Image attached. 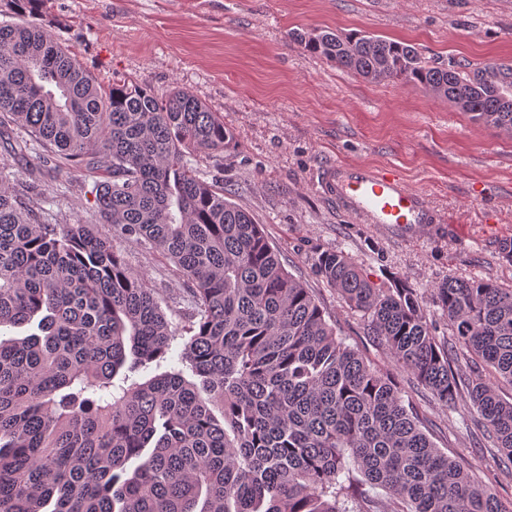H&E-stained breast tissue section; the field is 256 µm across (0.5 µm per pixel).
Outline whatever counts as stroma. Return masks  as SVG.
<instances>
[{
  "label": "stroma",
  "instance_id": "stroma-1",
  "mask_svg": "<svg viewBox=\"0 0 512 512\" xmlns=\"http://www.w3.org/2000/svg\"><path fill=\"white\" fill-rule=\"evenodd\" d=\"M43 15L101 87L127 80L165 97L189 91L233 133L224 151L197 156L223 178L224 196L248 212L287 270L309 288L338 337L377 368L391 366L315 273L318 254L348 255L378 287L400 280L414 288L438 338L450 330L434 290L449 278L493 280L512 288V132L474 120L420 85L372 83L307 52L289 33L366 32L417 48L435 65L512 68V0H44ZM396 171L422 192L439 221L416 235L365 224L326 196L319 177L331 165ZM18 186L50 223H101L85 190V171L61 166L38 180L14 164ZM132 270L169 300L188 285L158 251L113 240ZM405 407L421 429L504 504L512 469L481 445L477 411L449 409L398 373Z\"/></svg>",
  "mask_w": 512,
  "mask_h": 512
}]
</instances>
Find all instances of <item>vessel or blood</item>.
I'll return each instance as SVG.
<instances>
[{
    "mask_svg": "<svg viewBox=\"0 0 512 512\" xmlns=\"http://www.w3.org/2000/svg\"><path fill=\"white\" fill-rule=\"evenodd\" d=\"M321 187L342 211L366 224H401L413 234L437 220L424 196L389 169L334 165L323 172Z\"/></svg>",
    "mask_w": 512,
    "mask_h": 512,
    "instance_id": "obj_1",
    "label": "vessel or blood"
}]
</instances>
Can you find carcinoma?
Returning <instances> with one entry per match:
<instances>
[{
    "mask_svg": "<svg viewBox=\"0 0 512 512\" xmlns=\"http://www.w3.org/2000/svg\"><path fill=\"white\" fill-rule=\"evenodd\" d=\"M42 0H7L33 16ZM360 77L420 84L476 120L512 129V74L430 65L408 44L294 31ZM0 512H508L420 429L392 373L336 335L262 226L191 162L233 139L183 89L100 88L34 20L0 22ZM28 174L99 173L95 210L113 234L165 254L191 285L162 300L92 224H51L14 187ZM316 273L366 319L396 369L445 407L469 400L512 466V288L448 279L435 298L455 348L491 366L471 379L438 341L415 289L379 288L343 253ZM184 316L178 370L168 315ZM37 322V331L3 337ZM381 489L392 504L369 495Z\"/></svg>",
    "mask_w": 512,
    "mask_h": 512,
    "instance_id": "1",
    "label": "carcinoma"
}]
</instances>
